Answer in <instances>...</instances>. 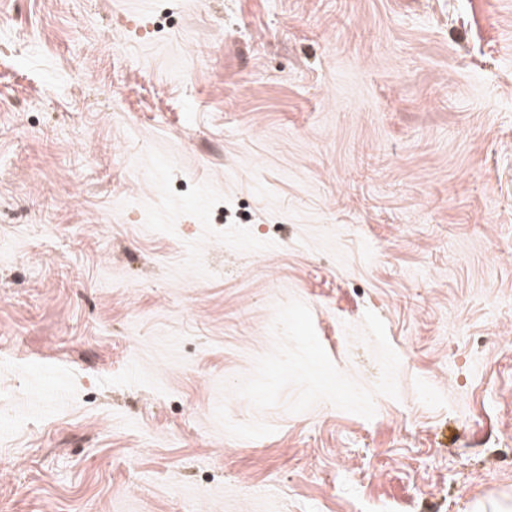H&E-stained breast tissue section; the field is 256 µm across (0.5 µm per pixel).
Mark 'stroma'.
Wrapping results in <instances>:
<instances>
[{
    "label": "stroma",
    "instance_id": "stroma-1",
    "mask_svg": "<svg viewBox=\"0 0 512 512\" xmlns=\"http://www.w3.org/2000/svg\"><path fill=\"white\" fill-rule=\"evenodd\" d=\"M297 299L367 420L220 384ZM512 507V0H0V512Z\"/></svg>",
    "mask_w": 512,
    "mask_h": 512
}]
</instances>
